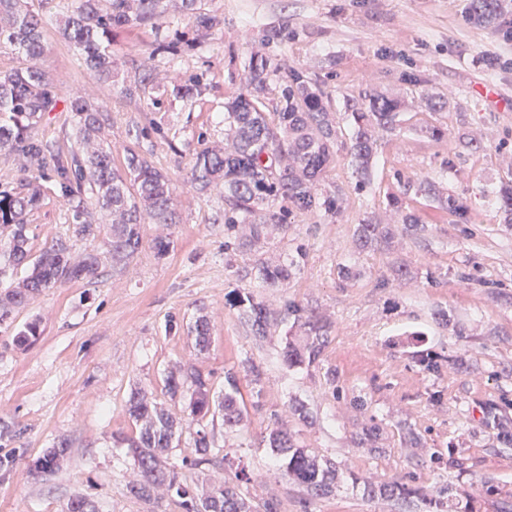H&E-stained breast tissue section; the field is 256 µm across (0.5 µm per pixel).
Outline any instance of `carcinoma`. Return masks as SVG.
I'll return each instance as SVG.
<instances>
[{"label":"carcinoma","instance_id":"obj_1","mask_svg":"<svg viewBox=\"0 0 512 512\" xmlns=\"http://www.w3.org/2000/svg\"><path fill=\"white\" fill-rule=\"evenodd\" d=\"M107 2L104 8L101 0H73L60 27L63 38L80 51L85 69L103 81L112 78L116 66L113 36L153 28L164 13V0ZM496 7L497 0H470L467 21L483 25ZM181 9L190 14L202 38L221 23L218 16L200 11L197 0H181ZM46 47L40 14L25 0H0V48L11 49L18 60L17 66L0 71V151L26 163L29 186L23 195L0 192V233L4 236L0 253L10 266L28 268L16 286L0 292L1 322L50 288L95 282L107 258L114 268L127 267L142 247L144 225L179 223L168 176L130 146L124 147L122 161H116L114 150L103 139L104 130L112 124L111 114L90 99L77 94L69 101L74 119L69 138L75 145L49 144L32 135L42 114L55 111L59 103L53 83L37 66ZM278 70L280 66H271L263 57L250 61L240 90L224 104V147L198 153L190 179L192 189L200 194L218 186L224 189V228L239 248L258 256L252 271L262 288L288 287L299 269L294 257L277 261L261 257L273 232L288 230L284 216L272 211L271 203L282 198L302 214L339 215L344 191L339 186L332 191L321 187L336 149L347 147L359 185L366 184L379 134L396 131L403 107L398 98L364 92L362 106L349 113V142H341L336 116L329 112L316 82L302 70L288 71L280 108L272 114L265 112L270 77ZM49 171L71 206L77 234L95 238L106 229L107 254L92 250L74 259L70 240L60 237L32 256L27 217L39 205V180ZM418 191L439 199L454 223H470L467 199L445 196L432 182L419 185ZM388 206L401 213L400 227L380 221L360 224L358 248H388L397 231L408 237L428 231L429 225L408 210L399 196L392 195ZM229 304L239 308L253 336L267 335L274 313L262 300L251 293H236L230 295ZM279 316L293 319L294 325L304 329V336L286 343L283 361L290 367L320 362L330 324L295 302L285 303ZM188 334L198 349L208 348L211 328L206 316L197 317ZM225 381L228 388L217 392L211 375L193 366L166 380L173 396L187 382L192 387L188 433L195 457L185 461L192 469L231 465L226 455L215 460V436L204 424L207 416L217 413L229 429L243 422L247 407L237 381L231 373L225 375ZM127 412L139 428L137 435L120 439L140 469V478L127 485L132 497L150 503L163 487L183 512H278L277 499L270 497L253 506L225 483L211 488L205 497L199 495L198 485L180 477L165 461L174 443L181 440V423L142 390L131 393ZM268 442L286 456L279 466L281 479L303 486L315 496L332 493L335 469L331 463H321L307 454L291 433L278 427L270 430ZM67 448L62 442L59 448L36 458L30 472L46 473L58 465Z\"/></svg>","mask_w":512,"mask_h":512}]
</instances>
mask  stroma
Listing matches in <instances>:
<instances>
[{"mask_svg":"<svg viewBox=\"0 0 512 512\" xmlns=\"http://www.w3.org/2000/svg\"><path fill=\"white\" fill-rule=\"evenodd\" d=\"M170 2L157 28L116 35L117 68L103 84L59 32L68 0L33 4L47 42L40 66L60 97L35 134L53 140L71 132L68 99L86 91L112 115V147L139 144L171 178L180 221L168 229L167 255L154 253L156 228L147 225L146 243L126 269L104 264L95 282L50 289L0 325V512H62L75 497L98 512H181L170 498L146 503L126 492L138 467L114 437L133 429L130 393L145 390L180 417L189 395L166 393L169 371L195 366L218 388L233 372L247 398L248 360L264 373L259 407L240 427L214 421L216 454L245 470L242 494L275 497L279 512H428L420 499L366 490L398 482L426 492L448 487L442 512H512V446L495 434L512 430V226L499 209V189L512 181V45L466 20L468 0H198L221 20L204 38L179 0ZM253 56L282 66L266 94L270 112L290 67L316 81L342 121L369 90L406 103L401 130L380 139L364 187L338 151L324 185L344 188L340 215L293 213L287 232L271 240L266 255L274 260L304 248L285 288L260 287L250 273L253 255L228 245L222 192L199 195L188 184L197 153L223 145L224 101ZM192 77L200 81L193 96L173 94V82ZM135 81L139 95L126 97ZM438 100L443 108L431 111ZM431 125L443 129L441 138L427 134ZM426 180L466 197L470 223H453L419 193ZM400 191L429 232L357 251V224L388 215V197ZM28 222L33 252L59 236L70 237L76 255L105 248L103 238L77 236L54 180L42 179ZM342 264L359 269V279L343 284ZM397 266L407 275L396 276ZM236 291L258 295L275 313L293 301L327 319L321 362L283 363L289 323L273 321L255 340L227 302ZM201 314L211 325L202 352L187 332ZM30 322L37 336L17 343ZM421 349L441 355L438 371L416 362ZM296 400L308 422L290 414ZM277 422L335 465L332 493L314 497L279 477L281 459L264 440ZM371 425L376 439L358 446ZM63 440L69 450L59 468L30 474L31 461Z\"/></svg>","mask_w":512,"mask_h":512,"instance_id":"1","label":"stroma"}]
</instances>
